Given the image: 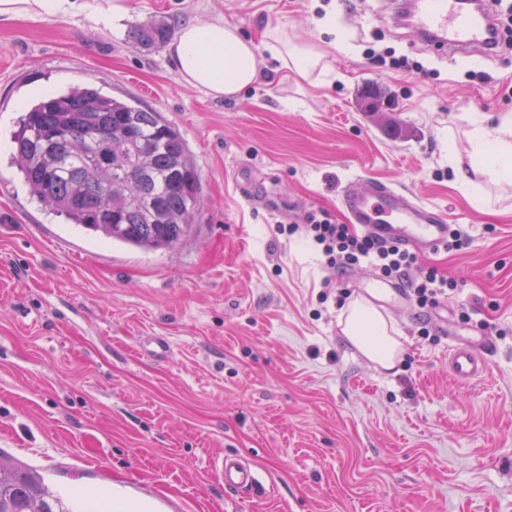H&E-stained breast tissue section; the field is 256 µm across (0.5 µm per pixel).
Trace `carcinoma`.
Segmentation results:
<instances>
[{"label":"carcinoma","instance_id":"obj_1","mask_svg":"<svg viewBox=\"0 0 512 512\" xmlns=\"http://www.w3.org/2000/svg\"><path fill=\"white\" fill-rule=\"evenodd\" d=\"M162 18L130 24L128 43L157 50ZM30 194L72 224L124 246L175 248L194 223L200 179L177 129L160 113L91 85L34 103L14 138ZM0 512H75L43 476L0 451Z\"/></svg>","mask_w":512,"mask_h":512}]
</instances>
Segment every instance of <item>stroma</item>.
<instances>
[{"mask_svg": "<svg viewBox=\"0 0 512 512\" xmlns=\"http://www.w3.org/2000/svg\"><path fill=\"white\" fill-rule=\"evenodd\" d=\"M98 3L120 6L113 27L0 16V450L76 512L114 497L142 512H512V185L478 171L469 145L471 113L491 127L512 113V64L438 56L382 0ZM155 16L235 25L264 61L259 82L234 99L185 86L168 49L125 41ZM274 31L323 68L281 69ZM370 47L432 75H377ZM77 84L179 128L202 192L175 249L112 243L30 196L13 135L33 102ZM368 181L436 205L469 238L418 257L457 291L385 309L402 342L390 369L339 326L374 268L334 272L302 233L277 231L322 210L347 223L342 189ZM453 336L494 340L486 378L456 380ZM225 455L260 486L226 490L211 471Z\"/></svg>", "mask_w": 512, "mask_h": 512, "instance_id": "obj_1", "label": "stroma"}]
</instances>
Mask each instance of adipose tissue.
Masks as SVG:
<instances>
[{
	"label": "adipose tissue",
	"mask_w": 512,
	"mask_h": 512,
	"mask_svg": "<svg viewBox=\"0 0 512 512\" xmlns=\"http://www.w3.org/2000/svg\"><path fill=\"white\" fill-rule=\"evenodd\" d=\"M78 8L104 27L111 26L118 16L117 10L101 8L94 0H0V15H66ZM270 39V52L284 68L303 75L322 60L317 50L290 43L285 33H271ZM171 56L187 85L216 99L236 97L256 82L259 73L254 43L242 38L236 26L221 20L185 24ZM471 126V155L479 170L494 180L512 182V114L501 116L492 128L476 112ZM343 332L369 360L386 369L394 367L400 343L391 336L386 318L376 308L353 302L347 309Z\"/></svg>",
	"instance_id": "adipose-tissue-1"
}]
</instances>
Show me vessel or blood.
Masks as SVG:
<instances>
[{"label":"vessel or blood","mask_w":512,"mask_h":512,"mask_svg":"<svg viewBox=\"0 0 512 512\" xmlns=\"http://www.w3.org/2000/svg\"><path fill=\"white\" fill-rule=\"evenodd\" d=\"M405 16L412 32L437 53L455 56L473 50L490 52L500 39L486 6L471 7L469 0H386ZM343 205L351 224L383 241L430 252L448 241L449 224L443 213L412 199L402 189L376 182L361 193L344 192ZM487 337L456 338L448 353V366L463 383L484 376L489 369ZM212 471L225 487L251 489L260 482L258 473L243 458H215Z\"/></svg>","instance_id":"obj_1"}]
</instances>
